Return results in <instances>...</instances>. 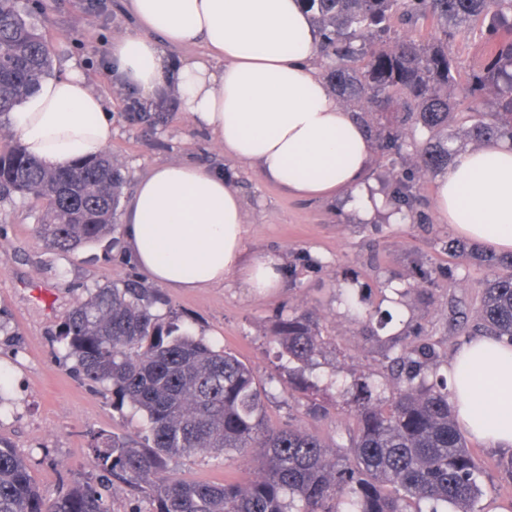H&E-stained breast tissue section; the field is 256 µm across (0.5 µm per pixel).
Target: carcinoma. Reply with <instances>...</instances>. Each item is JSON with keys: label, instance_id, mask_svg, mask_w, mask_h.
Returning <instances> with one entry per match:
<instances>
[{"label": "carcinoma", "instance_id": "cac0c4a2", "mask_svg": "<svg viewBox=\"0 0 512 512\" xmlns=\"http://www.w3.org/2000/svg\"><path fill=\"white\" fill-rule=\"evenodd\" d=\"M314 15L320 54L337 95L362 114H392L369 126L379 148L401 152L402 129L428 133L414 147L415 167L440 170L456 147L451 129L455 89L472 99L469 138L512 140V0H302ZM434 36H416L423 26ZM476 33L487 48L479 72L461 75L450 43ZM53 52L20 0H0V125L50 75ZM126 178L103 152L63 168L31 159L21 143L0 146V202L14 196L42 203L37 237L52 250L93 245L114 229ZM414 184L395 181L390 201L412 213ZM448 251L494 270L479 305L484 335L512 343V254L448 242ZM137 281L97 288L66 315L61 330L76 370L112 386V405L146 414L149 434L90 433L94 468L112 483L77 481L51 497L33 482L27 460L0 442V512H110L115 487L147 493L153 512H478L482 464L457 429L446 381L422 374L435 357L429 344L403 347L395 363L406 380L382 400L367 378L354 384L355 427L349 444L328 443L299 427H271L251 368L216 349L170 316ZM296 364L288 388H315L305 368L323 344L318 317L301 310L271 334ZM237 454L254 466L247 483H188L167 475L176 456Z\"/></svg>", "mask_w": 512, "mask_h": 512}]
</instances>
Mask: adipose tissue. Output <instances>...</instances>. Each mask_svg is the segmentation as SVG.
Segmentation results:
<instances>
[{
  "instance_id": "1",
  "label": "adipose tissue",
  "mask_w": 512,
  "mask_h": 512,
  "mask_svg": "<svg viewBox=\"0 0 512 512\" xmlns=\"http://www.w3.org/2000/svg\"><path fill=\"white\" fill-rule=\"evenodd\" d=\"M138 28L112 41L120 80L151 100L166 86L223 154L301 199L355 197L371 219L381 207L367 173L374 141L323 79L320 38L301 0H129ZM203 44L207 60L173 63L166 46ZM11 131L45 166L98 154L112 113L78 70L41 80L9 115ZM434 205L473 243L512 252V146L489 141L458 151L438 176ZM238 189L219 171L163 162L141 177L124 215L127 252L139 270L174 290H203L239 274L250 292L278 288L279 257L244 260ZM471 380H460L462 371ZM459 428L490 448L512 449V343L486 336L450 359Z\"/></svg>"
}]
</instances>
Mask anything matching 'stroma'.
Wrapping results in <instances>:
<instances>
[{
    "label": "stroma",
    "instance_id": "obj_1",
    "mask_svg": "<svg viewBox=\"0 0 512 512\" xmlns=\"http://www.w3.org/2000/svg\"><path fill=\"white\" fill-rule=\"evenodd\" d=\"M127 0H39L34 22L54 49L53 71L76 68L112 112L107 151L126 176L125 195L157 163L189 160L219 167L234 178L246 212V258L272 253L284 264L281 288L251 294L238 275L203 291L154 286L160 322L177 313L192 334L233 352L251 366L264 389V418L345 442L355 380L367 377L382 390L395 385L401 347L432 344V367L445 376L453 354L479 330L474 326L487 268L449 255L457 233L433 207L435 172L412 163L407 143L398 155L372 158L369 178L390 192L409 174L419 190L412 217L361 221L343 201L301 200L263 181L250 167L223 156L210 134L188 123L173 90L165 108L129 112L134 91L112 64V40L133 32ZM39 206L28 199L0 202V441L29 464L34 483L55 495L74 480L97 475L88 450L90 432L135 435L144 413L112 405L110 387L81 379L60 339L65 314L93 289L142 280L123 246H86L69 253L46 249L34 229ZM308 309L320 319L324 344L310 377L313 400L288 394V364L269 343L279 320ZM484 463L481 504L512 512V481L498 467L512 452L471 441ZM168 471L186 482H247L235 457H176Z\"/></svg>",
    "mask_w": 512,
    "mask_h": 512
}]
</instances>
